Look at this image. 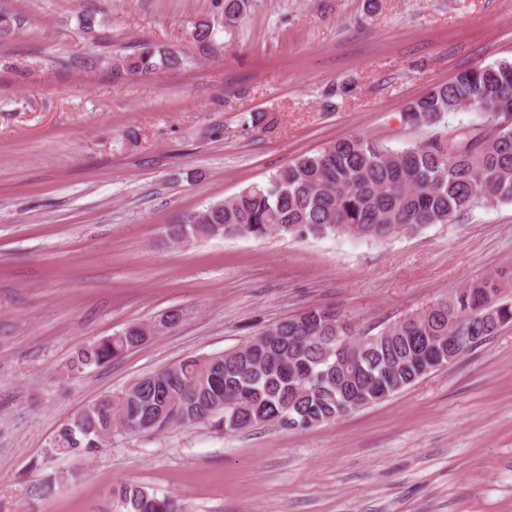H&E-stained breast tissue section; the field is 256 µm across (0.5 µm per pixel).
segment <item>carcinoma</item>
<instances>
[{
  "mask_svg": "<svg viewBox=\"0 0 512 512\" xmlns=\"http://www.w3.org/2000/svg\"><path fill=\"white\" fill-rule=\"evenodd\" d=\"M244 6L245 0H224V21L234 23ZM174 63L172 54L143 45L113 59L112 70L151 74ZM462 110L477 113L482 124L442 131L443 118ZM402 120L433 134L401 149L370 136L336 140L210 204L187 223L170 226L169 239L384 240L454 224L476 208L512 203V61L459 73L410 102ZM488 301L498 307L492 318L483 316ZM509 325L512 274L506 272L445 294L376 333L346 315L307 308L234 350L188 357L84 406L57 431L51 452L89 455L118 431L160 434L200 423L226 434L262 424L310 429L426 377L448 362V337H462L464 355ZM153 335L150 326H128L78 349L67 371L80 375L100 368ZM340 336H352L359 345L345 367L336 362ZM112 496L121 512H184L181 500L144 487L122 485Z\"/></svg>",
  "mask_w": 512,
  "mask_h": 512,
  "instance_id": "cac0c4a2",
  "label": "carcinoma"
}]
</instances>
